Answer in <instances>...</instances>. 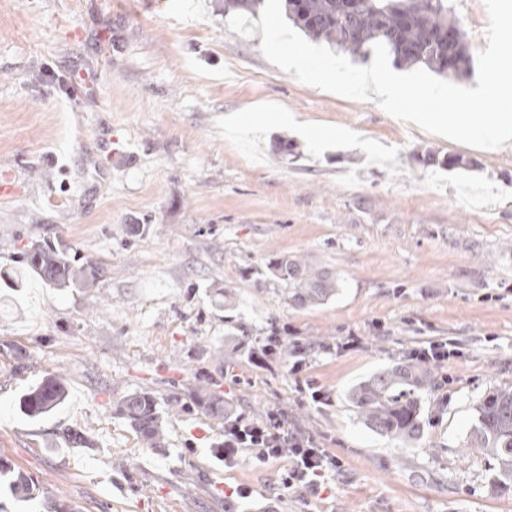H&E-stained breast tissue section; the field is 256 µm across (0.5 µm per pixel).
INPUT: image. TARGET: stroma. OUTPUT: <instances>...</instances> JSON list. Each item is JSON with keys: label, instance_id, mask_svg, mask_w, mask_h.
I'll return each instance as SVG.
<instances>
[{"label": "stroma", "instance_id": "1", "mask_svg": "<svg viewBox=\"0 0 512 512\" xmlns=\"http://www.w3.org/2000/svg\"><path fill=\"white\" fill-rule=\"evenodd\" d=\"M448 4L486 49L484 0ZM228 21L224 0H0V461L40 485L27 503L0 492V512H512L496 461L465 447L479 401L512 387V150L303 84ZM254 112L263 125L231 120ZM43 238L97 265L94 285L25 268ZM285 253L335 270L339 294L289 304L267 268ZM273 326L281 351L256 363ZM446 340L422 435L399 451L347 392ZM47 375L66 400L28 417L18 397ZM208 388L257 422L285 412L340 467L291 488L288 458L225 465L221 418L189 406L148 448L116 411L136 390Z\"/></svg>", "mask_w": 512, "mask_h": 512}]
</instances>
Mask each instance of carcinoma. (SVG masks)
<instances>
[{"label": "carcinoma", "mask_w": 512, "mask_h": 512, "mask_svg": "<svg viewBox=\"0 0 512 512\" xmlns=\"http://www.w3.org/2000/svg\"><path fill=\"white\" fill-rule=\"evenodd\" d=\"M285 14L307 36L339 51L368 59L374 44L385 45L394 62L422 64L439 75L468 76L471 56L466 39L448 44L433 35L456 24L448 0H284ZM24 265L55 288L90 285L99 274L91 264H79L60 244L42 240L22 253ZM273 281L300 308L322 305L336 296L338 274L314 266L299 255L270 259ZM432 368L411 359L395 361L348 392V399L364 425L400 451L414 447L422 432V407L434 391ZM65 383L48 375L27 387L19 397L20 410L29 417L44 415L62 403ZM196 406L204 413L232 419L237 410L221 404L213 394L198 393ZM116 411L150 448L164 441L160 398L150 391H134L119 401ZM467 447L498 463L499 482L512 486V387L490 391L475 408ZM0 476L18 498L37 496L34 480L0 464Z\"/></svg>", "instance_id": "obj_1"}]
</instances>
